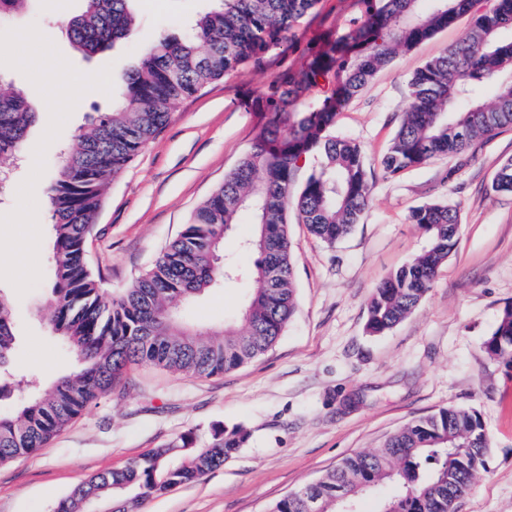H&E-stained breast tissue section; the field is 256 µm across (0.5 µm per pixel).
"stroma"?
Listing matches in <instances>:
<instances>
[{
  "instance_id": "1",
  "label": "stroma",
  "mask_w": 512,
  "mask_h": 512,
  "mask_svg": "<svg viewBox=\"0 0 512 512\" xmlns=\"http://www.w3.org/2000/svg\"><path fill=\"white\" fill-rule=\"evenodd\" d=\"M82 0H32L28 12L0 22V77L24 89L40 114L26 158L0 193V294L9 298L20 341L14 366L52 382L71 355L49 329L51 252L46 195L60 146L112 107L97 86L79 111L48 112L61 72L114 79L159 32L181 31L203 0H139L136 38L84 57L59 25ZM358 14L355 0H319L295 36L261 67L214 81L173 112L147 147L110 182L88 245L91 270L120 295L219 187L271 118L263 93L309 56L326 34ZM462 17L431 39L397 51L336 117L337 136L358 142L371 182L360 224L335 244L305 225L289 226L297 306L264 355L218 377H187L152 366L129 369L124 387L71 423L46 447L0 465V512H52L54 503L93 474L120 469L188 431L209 438L218 426L247 428L249 442L197 482L143 500L135 512H266L342 459L379 448L385 438L439 409L476 410L490 439L487 469L457 512H512V372L482 343L512 304V194L489 187L512 158V129L476 144L468 162L440 156L390 177L380 160L408 106V80L449 50L468 26ZM33 39L20 41V30ZM459 204L461 234L432 288L390 332L366 330L370 295L426 245L409 221L415 207ZM24 250L38 253L23 287L11 269ZM244 289H210L191 303L194 323L222 325Z\"/></svg>"
}]
</instances>
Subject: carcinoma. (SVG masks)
<instances>
[{
    "instance_id": "cac0c4a2",
    "label": "carcinoma",
    "mask_w": 512,
    "mask_h": 512,
    "mask_svg": "<svg viewBox=\"0 0 512 512\" xmlns=\"http://www.w3.org/2000/svg\"><path fill=\"white\" fill-rule=\"evenodd\" d=\"M29 0H0V20L23 12ZM137 0H84L81 13L61 22L75 49L94 55L136 35ZM182 36L158 34L121 79L112 111L101 113L64 152L48 189L51 220L49 325L75 355L71 369L0 414V464L44 447L73 420L111 395L127 368L148 364L199 377L219 376L266 353L296 308L288 211L332 245L361 222L371 186L361 148L331 134L340 108L393 60L462 15L473 22L449 51L426 62L408 81V110L381 159L396 176L437 156H464L476 141L512 128V0H494L479 12L477 0H359L360 14L344 33L329 34L299 68H288L266 90L274 117L251 149L155 263L120 296L102 288L87 265L86 246L97 236L102 196L156 136L185 99L210 82L247 65L260 66L287 42L295 22L319 0H209ZM336 72L341 80L318 103L307 93ZM495 87L490 105L480 87ZM299 103L282 128L280 104ZM38 110L23 92L0 79V172L22 159ZM313 153L320 161L302 180L297 173ZM494 194H512V158L498 168ZM243 213L255 233L238 244L254 251L253 269L224 252V241ZM428 245L373 292L367 329L391 330L432 288L438 268L460 234L458 206L448 201L414 208L409 215ZM247 284L239 314L218 329H202L185 306L219 284ZM17 336L7 299L0 295V398L15 374L9 370ZM486 353L512 369V305L504 308L484 340ZM248 431L217 428L200 439L189 431L119 470L90 476L53 512H82L85 497L116 499L120 512L139 499L196 481L224 465L243 447ZM184 449L182 459L171 451ZM488 437L478 413L443 408L392 433L382 448L344 458L319 480L273 503L269 512H307L319 498L321 512H352L363 494L388 484L393 493L375 512H455L456 500L485 467Z\"/></svg>"
}]
</instances>
